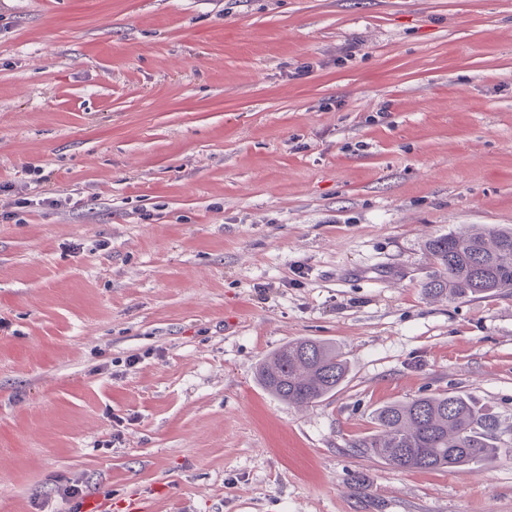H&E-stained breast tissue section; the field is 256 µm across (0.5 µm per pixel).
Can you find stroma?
<instances>
[{"label": "stroma", "instance_id": "1", "mask_svg": "<svg viewBox=\"0 0 512 512\" xmlns=\"http://www.w3.org/2000/svg\"><path fill=\"white\" fill-rule=\"evenodd\" d=\"M0 204V512H512V457L348 448L446 392L512 448V290H421L512 228V0H0ZM301 337L306 408L256 379ZM349 362L333 342L290 340L258 365L260 386L292 405L309 406L333 397L349 375Z\"/></svg>", "mask_w": 512, "mask_h": 512}]
</instances>
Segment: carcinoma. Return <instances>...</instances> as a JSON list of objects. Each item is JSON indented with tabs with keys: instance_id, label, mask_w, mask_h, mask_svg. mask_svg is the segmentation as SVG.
I'll return each mask as SVG.
<instances>
[{
	"instance_id": "cac0c4a2",
	"label": "carcinoma",
	"mask_w": 512,
	"mask_h": 512,
	"mask_svg": "<svg viewBox=\"0 0 512 512\" xmlns=\"http://www.w3.org/2000/svg\"><path fill=\"white\" fill-rule=\"evenodd\" d=\"M434 271L425 295L448 300L487 297L512 289V229L483 228L429 241ZM349 362L333 342L290 340L258 365L260 386L292 405L333 397L349 375ZM375 430L353 439L351 450L402 470L482 468L505 450L496 443L497 416L454 393L395 401L373 411Z\"/></svg>"
}]
</instances>
